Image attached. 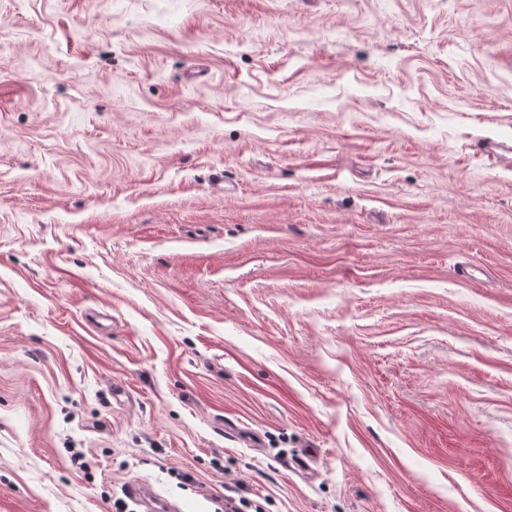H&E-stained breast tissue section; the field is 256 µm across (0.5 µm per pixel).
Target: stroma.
Returning <instances> with one entry per match:
<instances>
[{"instance_id":"stroma-1","label":"stroma","mask_w":512,"mask_h":512,"mask_svg":"<svg viewBox=\"0 0 512 512\" xmlns=\"http://www.w3.org/2000/svg\"><path fill=\"white\" fill-rule=\"evenodd\" d=\"M501 144L512 0H0V512H512ZM130 494L138 499V501L142 502L147 510H153L156 512H166V511H178L180 509L176 508L174 505L169 503L168 501L163 500L158 497L152 489L141 483H135L130 486Z\"/></svg>"}]
</instances>
